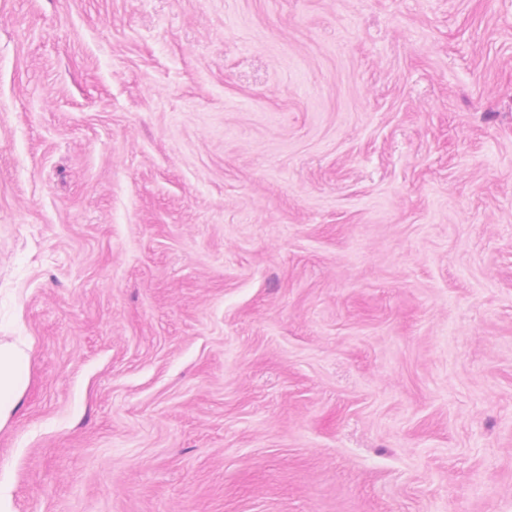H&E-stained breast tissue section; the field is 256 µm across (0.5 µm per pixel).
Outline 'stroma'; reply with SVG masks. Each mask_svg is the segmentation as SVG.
I'll list each match as a JSON object with an SVG mask.
<instances>
[{"label": "stroma", "mask_w": 512, "mask_h": 512, "mask_svg": "<svg viewBox=\"0 0 512 512\" xmlns=\"http://www.w3.org/2000/svg\"><path fill=\"white\" fill-rule=\"evenodd\" d=\"M8 512H512V0H0ZM28 354L15 344L0 343V427L13 415L28 383Z\"/></svg>", "instance_id": "obj_1"}]
</instances>
